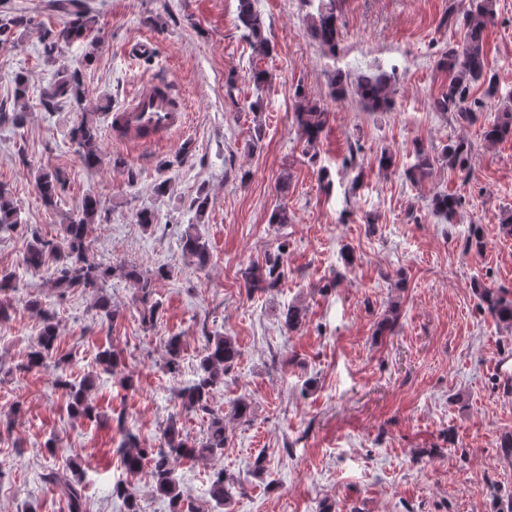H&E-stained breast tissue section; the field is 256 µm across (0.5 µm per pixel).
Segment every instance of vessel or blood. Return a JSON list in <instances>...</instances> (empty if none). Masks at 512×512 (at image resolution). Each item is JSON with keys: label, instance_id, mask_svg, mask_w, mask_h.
Listing matches in <instances>:
<instances>
[{"label": "vessel or blood", "instance_id": "vessel-or-blood-1", "mask_svg": "<svg viewBox=\"0 0 512 512\" xmlns=\"http://www.w3.org/2000/svg\"><path fill=\"white\" fill-rule=\"evenodd\" d=\"M188 107L169 84L142 82L126 104L111 112L109 128L116 141L148 149L186 128Z\"/></svg>", "mask_w": 512, "mask_h": 512}]
</instances>
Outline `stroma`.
<instances>
[{
    "mask_svg": "<svg viewBox=\"0 0 512 512\" xmlns=\"http://www.w3.org/2000/svg\"><path fill=\"white\" fill-rule=\"evenodd\" d=\"M89 2L99 47L77 42L58 55L59 65L82 74L79 113L65 102L53 112L39 105L52 68L37 50L44 30L61 29L63 17L47 0H0V14L37 20L0 44V100L13 99L16 73L28 77L24 124L0 125V183L22 220L0 230V270L20 274V300L0 323V512H66L42 476L67 471L74 460L83 468L85 512H125L111 496L119 480L136 489L141 512H168L152 491L150 467L125 473L117 446L127 427L158 447L173 415L190 438L205 437L208 417L183 412L177 393L195 379L209 333L232 337L241 357L210 398L224 414L223 456L174 465L194 512H217L206 492L216 470L235 484L224 512H319L326 504L332 512H493L492 488L512 493V456L498 447L501 434L512 432V392L499 385L500 373L512 372V332L481 309L474 285L512 290V237L500 229L512 213V139L487 144L482 123L462 127L433 109L448 82L436 62L464 36L463 28L439 25L454 0H339L333 56L306 34L314 0H257L275 48L263 61L236 26L237 0ZM147 37L152 53L131 56ZM257 62L273 76L261 113L248 109ZM487 64L501 96L512 95V0L497 2ZM378 70L396 78L390 111L367 112L354 95L330 98L333 74L352 83ZM166 76L189 101L187 127L159 148L129 151L113 139L107 115L137 83ZM299 89L330 113L312 159L302 153L293 120ZM83 117L98 128L103 164L96 169L69 143ZM258 123L265 137L253 150ZM460 138L472 145L467 170L439 164L422 183L410 182L414 144L438 154ZM354 142L361 146L358 177L342 168ZM384 151L394 158L386 172L378 167ZM43 169L67 179L53 208L35 185ZM164 179L169 191L156 197L154 186ZM202 189L209 205L199 217L190 202ZM438 192L461 197L453 221L432 210ZM88 195L110 216L94 227L91 256L113 268L105 289L118 313L112 322L100 317L91 294L73 290L56 300L44 274L19 270L27 228L59 237L65 216ZM281 202L291 223H270ZM144 207L157 215L149 228L135 219ZM475 224L483 234L479 250L466 245ZM189 226L210 248L205 269L181 254L178 239ZM283 242L287 278L274 290L248 293L244 269L264 265ZM131 266L171 271L155 282V326L141 323L135 286L120 273ZM32 297L54 311L57 350L72 381L91 380L88 400L98 420L68 414L51 371H22L41 330L25 307ZM291 304L306 310L294 333L282 320ZM392 305L399 312L394 332L377 334ZM170 336L182 341L175 375L165 368ZM108 347L121 356L114 375L98 362ZM237 399L250 403L248 421L233 415ZM49 439L55 449L46 448ZM260 453L267 469L257 476L251 464Z\"/></svg>",
    "mask_w": 512,
    "mask_h": 512,
    "instance_id": "35a3bbf8",
    "label": "stroma"
}]
</instances>
